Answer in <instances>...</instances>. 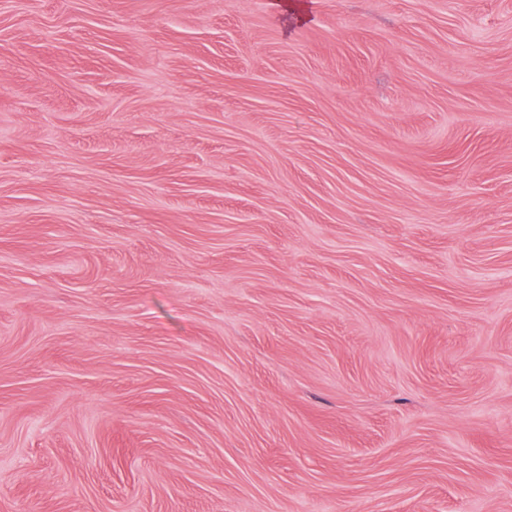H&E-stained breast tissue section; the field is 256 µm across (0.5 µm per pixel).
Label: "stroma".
Listing matches in <instances>:
<instances>
[{
  "mask_svg": "<svg viewBox=\"0 0 512 512\" xmlns=\"http://www.w3.org/2000/svg\"><path fill=\"white\" fill-rule=\"evenodd\" d=\"M0 512H512V0H0Z\"/></svg>",
  "mask_w": 512,
  "mask_h": 512,
  "instance_id": "35a3bbf8",
  "label": "stroma"
}]
</instances>
